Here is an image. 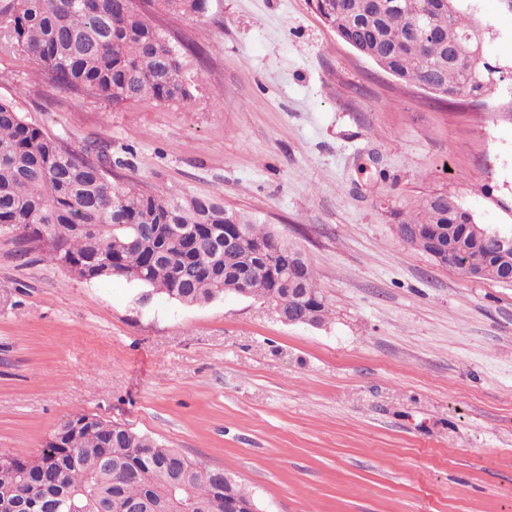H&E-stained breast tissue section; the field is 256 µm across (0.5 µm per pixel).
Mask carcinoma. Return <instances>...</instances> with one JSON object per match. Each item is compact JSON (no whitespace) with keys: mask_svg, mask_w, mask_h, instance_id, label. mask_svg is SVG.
<instances>
[{"mask_svg":"<svg viewBox=\"0 0 512 512\" xmlns=\"http://www.w3.org/2000/svg\"><path fill=\"white\" fill-rule=\"evenodd\" d=\"M0 0V52H19L37 74L65 92L113 105L149 97L186 105L196 89L188 57L151 19L149 10L195 17L207 0ZM324 22L361 56L397 80L445 101L476 105L512 88V66L474 57L483 32L468 18L466 0H312ZM475 223L458 199L429 194L399 221L403 241L428 253L448 252L454 270H493L497 258L462 230ZM18 231L21 259L35 251L89 279L93 260H112V275L192 306L226 294L296 307L301 324L327 317L326 298L303 254L248 216L218 200H167L112 183V157L67 147L22 119L0 100V230ZM65 233L66 257L56 244ZM242 239L224 246V237ZM77 429L54 431L39 457L0 454V512H40L37 484L68 507L48 512H227L246 507L242 485H224V471L208 468L176 448L122 424L81 414Z\"/></svg>","mask_w":512,"mask_h":512,"instance_id":"cac0c4a2","label":"carcinoma"}]
</instances>
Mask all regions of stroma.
Masks as SVG:
<instances>
[{
  "label": "stroma",
  "mask_w": 512,
  "mask_h": 512,
  "mask_svg": "<svg viewBox=\"0 0 512 512\" xmlns=\"http://www.w3.org/2000/svg\"><path fill=\"white\" fill-rule=\"evenodd\" d=\"M489 60L512 12L474 0ZM192 41L191 104L112 105L0 54V99L113 180L216 197L299 249L331 314L186 306L17 256L0 231V453L94 414L236 476L259 512H512V282L439 266L396 234L435 192L512 233V98L445 102L361 57L310 0H208L157 15Z\"/></svg>",
  "instance_id": "stroma-1"
}]
</instances>
